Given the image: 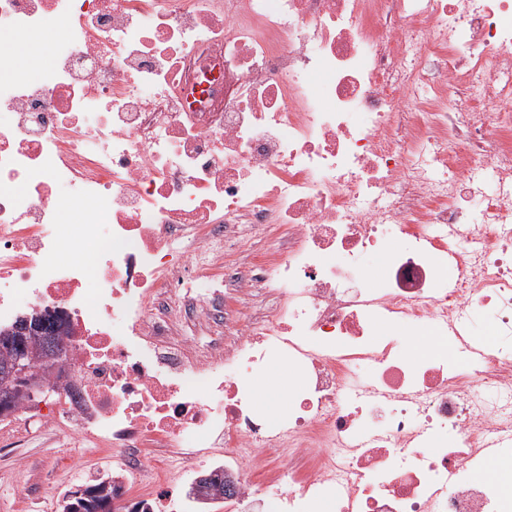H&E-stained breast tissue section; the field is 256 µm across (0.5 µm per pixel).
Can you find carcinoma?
<instances>
[{
	"label": "carcinoma",
	"instance_id": "cac0c4a2",
	"mask_svg": "<svg viewBox=\"0 0 512 512\" xmlns=\"http://www.w3.org/2000/svg\"><path fill=\"white\" fill-rule=\"evenodd\" d=\"M60 326L50 321L36 334L20 329L16 338L10 342L0 340V402L9 408L32 398L30 391L12 374L15 362L25 364L29 375L45 383L48 367L45 357L48 353V339L60 335ZM199 495L204 500L224 498V469L214 468L198 476ZM118 497V491L112 490V480L107 478L85 488L80 497L69 493L64 497L62 512H114L112 498Z\"/></svg>",
	"mask_w": 512,
	"mask_h": 512
}]
</instances>
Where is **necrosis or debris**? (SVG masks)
I'll use <instances>...</instances> for the list:
<instances>
[{
	"label": "necrosis or debris",
	"mask_w": 512,
	"mask_h": 512,
	"mask_svg": "<svg viewBox=\"0 0 512 512\" xmlns=\"http://www.w3.org/2000/svg\"><path fill=\"white\" fill-rule=\"evenodd\" d=\"M0 24L60 33L46 68L0 50V326L56 310L75 374L25 429L92 442L150 512L218 459L235 512L258 481L272 512H512V0H0ZM252 225L274 247L229 265ZM403 323L438 351L408 358ZM275 358L298 391L272 420ZM225 304L230 308L240 309L243 313H250L258 309H266L274 304V298L266 291L260 292L243 301L239 295L229 294Z\"/></svg>",
	"instance_id": "obj_1"
}]
</instances>
